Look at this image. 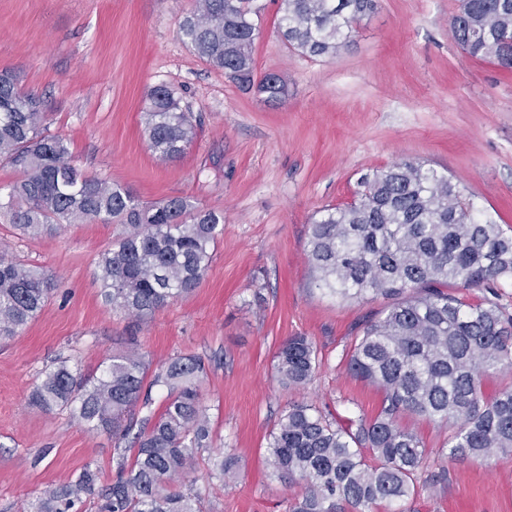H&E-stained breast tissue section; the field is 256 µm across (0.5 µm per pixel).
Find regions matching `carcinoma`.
<instances>
[{
	"mask_svg": "<svg viewBox=\"0 0 512 512\" xmlns=\"http://www.w3.org/2000/svg\"><path fill=\"white\" fill-rule=\"evenodd\" d=\"M376 0H280L279 29L289 47L333 57L369 15ZM262 7L257 0H195L180 22L192 51L232 80L256 88L269 102L287 94L280 77L254 78L252 49ZM458 46L469 56L512 68V0H463L450 19ZM150 149L173 161L192 138L191 114L175 92L154 86L146 94ZM38 96L0 72V162L19 178L0 186V209L24 235L57 233L66 224H122L124 234L97 263L104 303L142 317L200 285L213 259L224 213L183 197L139 203L127 188L82 174L67 139L50 134ZM357 200L327 208L310 225L309 263L333 296L384 297V316L364 324L348 371L383 392L379 413L338 427L307 404L288 406L272 432L268 463L281 479L300 480L301 498L288 512H374L414 497L428 449L401 425L410 415L453 424L440 460H478L512 453V386L485 396V380L512 370V314L498 289L512 283V235L482 222L448 177L420 161H402L361 178ZM488 292L477 303L448 293ZM51 283L44 273L0 255V339L17 335L45 306ZM279 381L308 384L319 366L306 336L280 347ZM150 363L134 351L112 355L103 374L85 377L62 361L45 372L29 401L45 411L72 409L78 422L115 440V477L104 489L85 467L69 483L45 489L30 512H202L201 493L172 490L195 471L211 447L202 403L205 365L177 357L146 381ZM154 386L168 390L155 418L136 417L151 404ZM131 446L121 447L128 436ZM234 465L218 457L208 479L224 483Z\"/></svg>",
	"mask_w": 512,
	"mask_h": 512,
	"instance_id": "obj_1",
	"label": "carcinoma"
}]
</instances>
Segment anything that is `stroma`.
I'll return each mask as SVG.
<instances>
[{
    "label": "stroma",
    "instance_id": "stroma-1",
    "mask_svg": "<svg viewBox=\"0 0 512 512\" xmlns=\"http://www.w3.org/2000/svg\"><path fill=\"white\" fill-rule=\"evenodd\" d=\"M259 3L255 73L287 84L277 103L185 44L179 22L194 0H0V71L41 99L48 132L67 137L79 169L145 203L180 196L224 214L200 286L136 319L105 307L96 278L122 225L30 237L0 212V252L52 280L42 311L0 341V512H24L87 466L111 483V435L87 430L69 410L30 406L28 396L59 360L92 377L130 349L155 370L177 356L205 363L212 446L194 473L204 512H287L303 487L267 463L282 410L312 404L347 427L376 416L382 402L377 386L348 373L346 355L390 301L341 299L322 287L306 256L316 212L353 202L362 175L417 160L463 190L481 220L512 234V69L457 47L449 20L459 0H377L333 58L291 49L277 0ZM159 85L196 125L170 162L145 134L146 92ZM299 334L320 367L308 386L289 388L276 378V353ZM221 452L235 466L213 486L207 472ZM428 470L436 478L420 481L409 512H512V454Z\"/></svg>",
    "mask_w": 512,
    "mask_h": 512
}]
</instances>
